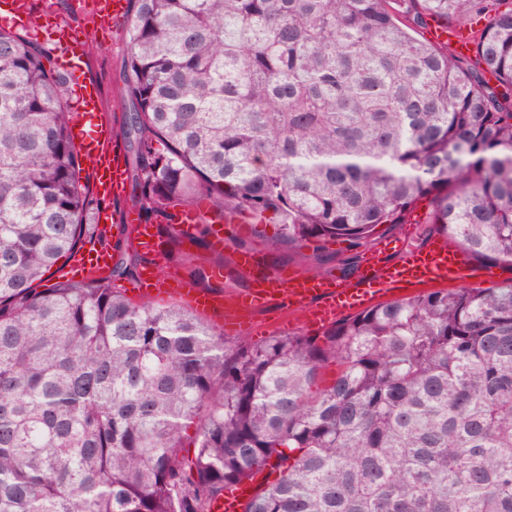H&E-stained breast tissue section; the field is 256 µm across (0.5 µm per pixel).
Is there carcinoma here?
<instances>
[{
	"instance_id": "obj_1",
	"label": "carcinoma",
	"mask_w": 512,
	"mask_h": 512,
	"mask_svg": "<svg viewBox=\"0 0 512 512\" xmlns=\"http://www.w3.org/2000/svg\"><path fill=\"white\" fill-rule=\"evenodd\" d=\"M431 19L482 22L475 59ZM37 26H0V512H209L267 466L244 512H512V285L260 345L133 301ZM125 40L129 200L159 227L199 196L272 251L344 243L347 276L426 199L416 239L512 265V0H129ZM88 241L108 275L41 287Z\"/></svg>"
}]
</instances>
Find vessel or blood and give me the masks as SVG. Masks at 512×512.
Instances as JSON below:
<instances>
[{"label": "vessel or blood", "instance_id": "obj_1", "mask_svg": "<svg viewBox=\"0 0 512 512\" xmlns=\"http://www.w3.org/2000/svg\"><path fill=\"white\" fill-rule=\"evenodd\" d=\"M93 9L102 21L116 23L126 18L128 0H95ZM30 14V0H0V18L13 25H26ZM52 29L55 45L65 61L67 71L80 84L72 122L74 143L90 164L89 175L94 193L108 200H117L126 178L120 161L121 141L115 127L100 118L102 92L97 82L87 73L85 44L75 38L74 27L62 20H55ZM431 38L435 41H450L460 55L470 53L471 39L467 31L435 26L431 29ZM202 214V208L197 206L184 208L176 214L175 228L183 242L191 241ZM97 220L102 224H135V244L148 259L138 278V292L150 295L152 288L160 284L153 260L162 251L161 240L153 223L132 217L130 212L114 209L99 211ZM400 246V240L385 239L383 246L372 254L365 271L356 281L262 274L255 277L253 286L241 294L239 300L252 307L310 311L315 313L316 323L327 327L357 311L394 300L399 289L409 285H454L481 282L487 278L486 273L470 266L468 254L459 243L434 242L407 254L400 262H387V252L398 250ZM109 262L108 250L98 244L88 243L66 267L59 270L58 275L63 279L81 278L89 272L98 273L107 269ZM176 294L203 314L224 307L223 295L199 288H180ZM265 480V471L256 472L251 480L216 497L209 506L210 512H243L247 501Z\"/></svg>", "mask_w": 512, "mask_h": 512}]
</instances>
